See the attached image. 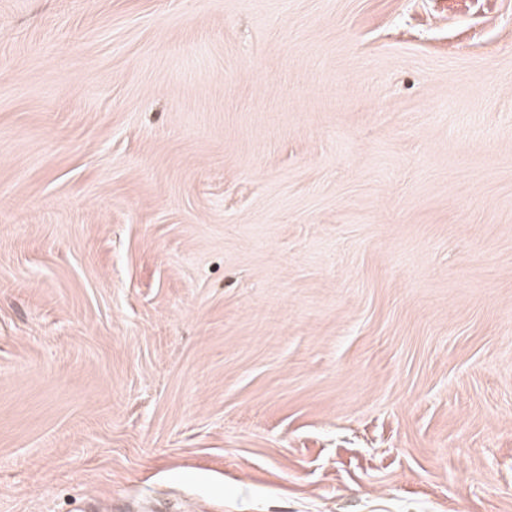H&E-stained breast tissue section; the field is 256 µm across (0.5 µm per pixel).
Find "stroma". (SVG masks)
<instances>
[{"label":"stroma","mask_w":512,"mask_h":512,"mask_svg":"<svg viewBox=\"0 0 512 512\" xmlns=\"http://www.w3.org/2000/svg\"><path fill=\"white\" fill-rule=\"evenodd\" d=\"M0 512H512V0H0Z\"/></svg>","instance_id":"1"}]
</instances>
